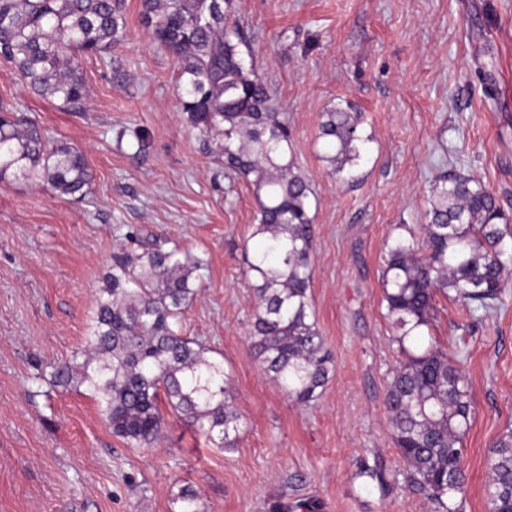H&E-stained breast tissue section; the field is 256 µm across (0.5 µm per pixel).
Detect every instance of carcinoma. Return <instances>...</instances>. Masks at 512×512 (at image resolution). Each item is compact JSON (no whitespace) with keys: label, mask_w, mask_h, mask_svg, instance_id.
Listing matches in <instances>:
<instances>
[{"label":"carcinoma","mask_w":512,"mask_h":512,"mask_svg":"<svg viewBox=\"0 0 512 512\" xmlns=\"http://www.w3.org/2000/svg\"><path fill=\"white\" fill-rule=\"evenodd\" d=\"M146 27L157 47L177 59L176 91L186 122L224 168L255 187V235L250 270L256 314L251 348L264 372L298 404L319 397L331 354L310 295L313 224L308 182L287 159L288 114L267 83L246 66L243 34L227 17L235 0H143ZM122 0H0V59L32 91L67 110L81 109L87 86L81 60L123 41ZM360 115L326 113L321 135L334 140V172L360 157ZM41 179L61 196L85 197L93 175L84 153L52 137L13 103L0 101V181ZM429 223L389 246L383 274L388 315L400 331L405 358L385 395L393 440L409 465L414 490L439 512H462L467 479L463 438L472 420L466 371L422 343L434 299L449 296L489 310L506 287L507 220L480 181L457 174L432 185ZM139 248L112 255L96 300L83 361L54 369L55 382L87 383L112 433L150 446L168 404L218 448L234 445L240 415L231 402L224 364L186 336L185 310L197 295L205 262L136 232ZM485 485L489 512H512V430L493 444Z\"/></svg>","instance_id":"carcinoma-1"}]
</instances>
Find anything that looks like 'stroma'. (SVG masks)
Wrapping results in <instances>:
<instances>
[{
    "label": "stroma",
    "instance_id": "obj_1",
    "mask_svg": "<svg viewBox=\"0 0 512 512\" xmlns=\"http://www.w3.org/2000/svg\"><path fill=\"white\" fill-rule=\"evenodd\" d=\"M124 4L125 40L82 60L85 111H59L0 61V100L81 148L93 173L81 201L0 182V512H180L184 489L198 512H434L391 439L385 395L402 354L384 255L401 225L427 223L449 172L480 180L512 217V0H237L243 56L287 112L312 189L310 294L333 361L307 405L250 350L253 190L203 150L175 59L152 42L142 0ZM338 108L360 114L364 144L336 177L319 133ZM134 230L206 263L183 327L224 362L240 415L232 447L167 406L161 438L131 446L86 385L54 381ZM434 306L424 340L466 370L474 408L464 512H489L493 444L512 427V285L488 311L442 295Z\"/></svg>",
    "mask_w": 512,
    "mask_h": 512
}]
</instances>
